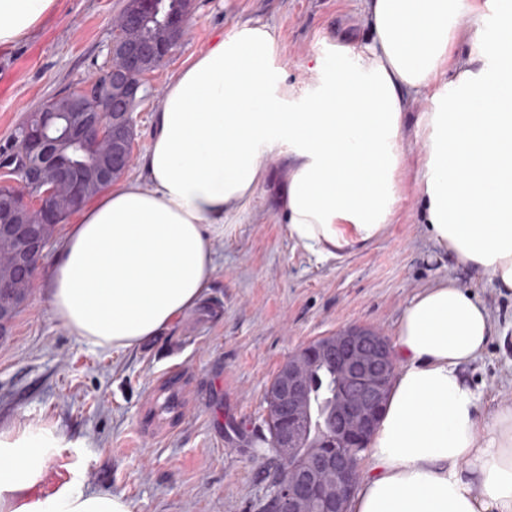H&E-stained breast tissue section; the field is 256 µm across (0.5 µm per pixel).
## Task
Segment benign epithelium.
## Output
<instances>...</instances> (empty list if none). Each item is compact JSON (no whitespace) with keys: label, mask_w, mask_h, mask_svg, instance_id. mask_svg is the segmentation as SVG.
<instances>
[{"label":"benign epithelium","mask_w":512,"mask_h":512,"mask_svg":"<svg viewBox=\"0 0 512 512\" xmlns=\"http://www.w3.org/2000/svg\"><path fill=\"white\" fill-rule=\"evenodd\" d=\"M169 47L147 41L131 40L123 48L125 64L116 62L108 54L103 77L116 89L109 103V116L115 125L108 126L96 113L88 111L84 93L90 83L65 95L63 104L54 110L39 114L37 122L25 127L33 176L45 166L53 167V181L36 197L23 196L19 204L29 210L52 216V200L61 188H69L75 204L86 198L82 167L74 163H59L57 159L67 150L86 152L92 143H100L108 136L124 137L133 126L126 101L143 91L144 84L126 79L125 67L135 65L148 53L168 54ZM10 238L15 250L9 253L10 268L28 273L33 261L40 257L51 241L47 234L38 237L27 233L22 224L0 221V236ZM319 355L336 363L340 380L356 379L361 396L344 398L336 404V432L330 437L329 448H360L362 441L377 427L390 376L393 353L380 334L365 328L350 327L336 332L322 344ZM308 367L302 353L288 357L280 368L277 397L288 412V428L278 437V472L267 483L266 503L271 512H309L316 495L327 491L328 512H344V505L355 488V469L350 458L338 453L334 457L317 460L310 469L297 473L287 466L288 449L295 447L301 437V425L306 415V378Z\"/></svg>","instance_id":"1"}]
</instances>
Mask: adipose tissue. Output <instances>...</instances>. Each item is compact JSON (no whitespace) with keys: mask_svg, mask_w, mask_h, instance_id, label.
Instances as JSON below:
<instances>
[{"mask_svg":"<svg viewBox=\"0 0 512 512\" xmlns=\"http://www.w3.org/2000/svg\"><path fill=\"white\" fill-rule=\"evenodd\" d=\"M57 5L0 0V54ZM365 11L371 43L317 63L301 98L274 64L270 25L240 24L191 59L155 111L145 183L75 210L47 280L53 318L97 348L156 336L208 291L224 217L251 201L269 158L287 167L276 205L292 239L321 260L367 248L401 202L410 123L429 240L512 294V0H365ZM440 78L435 109L411 120L412 99ZM494 333L483 302L447 279L406 307L349 512H512V410H482L464 375ZM56 445L33 424L0 431V512H133L124 495L73 483L39 493Z\"/></svg>","mask_w":512,"mask_h":512,"instance_id":"ef3b65f1","label":"adipose tissue"}]
</instances>
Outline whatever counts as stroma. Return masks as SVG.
Masks as SVG:
<instances>
[{
	"label": "stroma",
	"mask_w": 512,
	"mask_h": 512,
	"mask_svg": "<svg viewBox=\"0 0 512 512\" xmlns=\"http://www.w3.org/2000/svg\"><path fill=\"white\" fill-rule=\"evenodd\" d=\"M126 4L58 0L53 17L0 55V146L30 112L98 76ZM245 21L277 29L275 63L299 91L310 84L316 59L372 38L362 0H193L188 34L144 76L149 94L134 111L126 179L145 177L141 161L171 77ZM420 150L407 135L403 202L382 236L327 260L289 237L273 204L283 163L269 160V179L224 219L204 300L148 343L119 353L86 344L51 314L45 283L67 230L57 225L28 302L0 337V430L34 423L58 439L41 492L77 483L124 494L134 512H258L267 481L251 442L266 430L264 395L280 366L347 327L394 338L411 300L443 278L471 291L495 323L496 337L465 369L482 409L512 408V296L489 275L457 265L424 234ZM169 386L181 406L162 414Z\"/></svg>",
	"instance_id": "35a3bbf8"
}]
</instances>
